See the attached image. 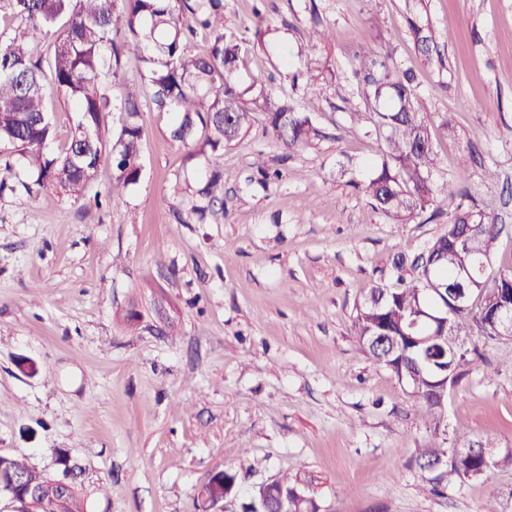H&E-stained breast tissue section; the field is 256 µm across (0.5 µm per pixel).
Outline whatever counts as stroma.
<instances>
[{"label": "stroma", "instance_id": "1", "mask_svg": "<svg viewBox=\"0 0 512 512\" xmlns=\"http://www.w3.org/2000/svg\"><path fill=\"white\" fill-rule=\"evenodd\" d=\"M425 4L430 60L406 0H224L253 73L320 127L309 149L284 155L257 122L190 160L170 138L172 113L146 99L136 183L105 159L79 196L0 192V456L53 478L78 464L86 512H199L224 470L238 483L224 512L285 472L325 512H512V468L431 492L415 457L433 425L352 330L362 290L393 284L394 257L423 251L452 219L437 200L393 223L341 177L345 165L363 179L380 157L375 132L351 119L370 109L355 74L363 45L414 74L434 181L504 224L492 268L512 269V0ZM258 21L262 45L244 35ZM315 21L333 37L312 50ZM259 151L282 172L265 190L248 183ZM215 170L222 203L200 223L182 188ZM478 346L485 360L449 391L445 422L512 448V339Z\"/></svg>", "mask_w": 512, "mask_h": 512}]
</instances>
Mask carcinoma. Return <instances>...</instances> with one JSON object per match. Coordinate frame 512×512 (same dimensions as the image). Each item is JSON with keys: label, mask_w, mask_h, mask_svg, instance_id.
Instances as JSON below:
<instances>
[{"label": "carcinoma", "mask_w": 512, "mask_h": 512, "mask_svg": "<svg viewBox=\"0 0 512 512\" xmlns=\"http://www.w3.org/2000/svg\"><path fill=\"white\" fill-rule=\"evenodd\" d=\"M0 144L16 148L23 168L36 175L34 184L47 191L62 188L80 195L95 180L103 157L115 168V178L137 180L142 128L138 122L141 95L125 82V58L140 62V80L155 104L176 113L170 137L189 156L215 152L250 130L256 114L264 115V134L285 152L310 148L321 137L310 113L273 93L250 75L239 36L224 29V0H0ZM415 42H433L429 23L417 14L407 18ZM207 30L212 41L203 56L187 49L189 37ZM54 36L48 56L35 51V39ZM370 112H353L356 123L368 121L382 138L380 160L369 165L367 177L351 183L372 207L399 221L409 220L435 199L448 202L453 220L422 252L399 253L393 261L397 284L374 285L357 304L352 322L363 351L384 364L411 390L412 408L430 418L433 438L417 461L434 460L437 470L424 473L431 490L448 477L481 478L490 448L498 451L495 468H512V448H502L490 436L448 438L442 427L448 391L458 387L477 363L476 340L505 335L498 308V289L512 287V270L490 278L479 263L490 265L502 225L477 205L455 202V195L432 181L436 166L430 128L414 93V75L401 72L391 53L365 46L358 54ZM111 78L112 90L102 85ZM57 94L76 114L67 147L46 153L54 126L46 107ZM123 115L119 131L103 138L104 119ZM267 188L280 177L269 171L263 152L253 163ZM221 175L212 173L196 194L212 207ZM410 270L412 278L404 272ZM420 321L408 328L409 322ZM393 337L386 359L368 345L377 334ZM14 473L41 481L44 488L36 512H84L78 492L58 502L53 482L23 459L0 456V478ZM299 474H284L242 505L243 512H320V505L302 492Z\"/></svg>", "instance_id": "carcinoma-1"}]
</instances>
